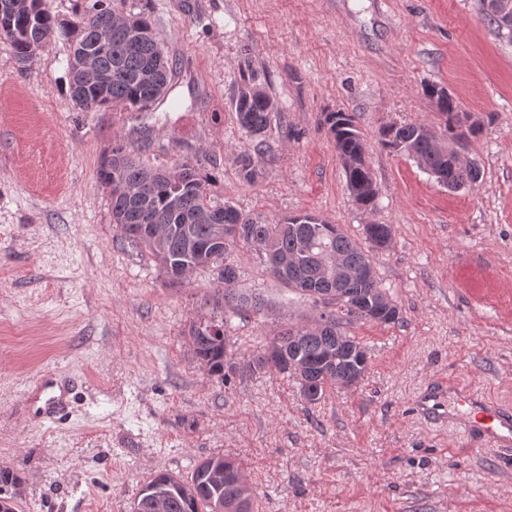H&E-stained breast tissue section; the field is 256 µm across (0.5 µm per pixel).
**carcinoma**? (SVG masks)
I'll return each instance as SVG.
<instances>
[{"instance_id": "1", "label": "carcinoma", "mask_w": 512, "mask_h": 512, "mask_svg": "<svg viewBox=\"0 0 512 512\" xmlns=\"http://www.w3.org/2000/svg\"><path fill=\"white\" fill-rule=\"evenodd\" d=\"M1 24L19 32V37L10 41V45L21 64L58 28L47 0H0ZM77 26L69 57L72 85L80 75L79 47L92 43L103 31L112 32L111 46L99 59L100 67L110 74V83L102 93L94 84L85 82L84 99L80 104L83 111L96 112L112 106L144 109L159 100L153 95V87L144 82V72L155 59H161L155 71L156 80L168 86L173 65L156 40L131 42L106 0H94ZM441 92L435 85L426 88L439 114L445 118L450 140L466 141L477 136L478 126L458 125L459 105ZM275 110L276 102L258 89L241 92L235 101L239 124L252 136L265 131ZM323 125L334 140L340 160H353L366 154L353 115L330 112L325 115ZM378 142L383 149L412 159L427 173L441 174L447 183L466 184L471 180L467 169L452 165L447 155L438 149L426 124L386 125L379 131ZM344 171L350 186L371 182L370 168L361 163H352ZM98 174L106 188L115 180L145 188L141 200L112 194L113 223L126 242L148 248L171 281L182 279L181 271L185 269H224V278L219 280L222 287L212 297V308L217 313L226 308L236 312H259L266 307L259 294L233 288L240 271L232 260V253L239 248L260 255L270 275L316 301L321 296L340 292L342 299L333 301L336 309L320 314L326 319L321 331L289 326L271 344L277 353L274 363L258 355L249 359L246 367L294 372L303 396L309 401L320 399L327 388L336 385L338 372L358 381L362 379L368 365L366 349L352 338L348 344L336 348V337L341 335L340 313L352 315L358 307L362 309L358 317L365 320L388 324L399 319V311L380 287L369 256V249L378 247L381 240L391 236L390 225H366L369 247L365 248L338 225L313 215H294L279 222H268L228 203L221 205L212 201L195 167L185 164L172 170L147 168L122 143L113 144L103 156ZM149 214L168 217L169 237L155 239L147 232ZM217 223L224 227V247L219 249L212 244ZM294 253L298 255L294 265H279L282 257ZM334 253L342 254L349 265L369 272L370 276L336 286L326 279L322 265ZM190 340L193 354L209 373L222 378L224 369H233L226 359L224 319L217 314L191 326ZM23 485L24 478L18 471L0 468V512H18ZM253 498L254 489L244 479L242 462L231 457L211 456L198 462L186 479L168 473L152 477L139 491L132 512H230L235 502L244 503L246 512H251Z\"/></svg>"}]
</instances>
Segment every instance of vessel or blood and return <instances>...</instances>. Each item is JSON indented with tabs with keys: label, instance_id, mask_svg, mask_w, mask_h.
<instances>
[{
	"label": "vessel or blood",
	"instance_id": "b4317fda",
	"mask_svg": "<svg viewBox=\"0 0 512 512\" xmlns=\"http://www.w3.org/2000/svg\"><path fill=\"white\" fill-rule=\"evenodd\" d=\"M51 381H43L42 390L49 396L42 413L48 421H56L66 411L65 396L51 395ZM421 416L433 421L455 420L468 436L476 437L494 448L512 446V408L494 401L472 389L459 388L455 383L442 382L427 388L416 404Z\"/></svg>",
	"mask_w": 512,
	"mask_h": 512
}]
</instances>
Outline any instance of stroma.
Segmentation results:
<instances>
[{
    "label": "stroma",
    "mask_w": 512,
    "mask_h": 512,
    "mask_svg": "<svg viewBox=\"0 0 512 512\" xmlns=\"http://www.w3.org/2000/svg\"><path fill=\"white\" fill-rule=\"evenodd\" d=\"M107 2L145 14L173 63L149 109L82 111L69 36L23 64L0 37V467L22 472L24 512H131L155 474L217 455L241 459L255 512H512V447L413 409L448 379L512 407V38L484 0ZM247 82L277 103L259 139L234 109ZM428 84L481 126L464 151L474 185L448 189L377 142L394 123L444 133ZM337 111L366 144L375 208L350 193L321 124ZM116 141L149 167L195 166L215 201L272 222L309 213L359 241L390 225L372 259L399 319L341 327L368 352L363 379L311 403L292 376L246 368L321 308L245 250L237 286L268 309L227 313L236 368L209 374L189 330L217 284L199 269L170 282L122 239L98 178ZM55 376L78 385L66 420L45 425L26 394Z\"/></svg>",
    "instance_id": "obj_1"
}]
</instances>
